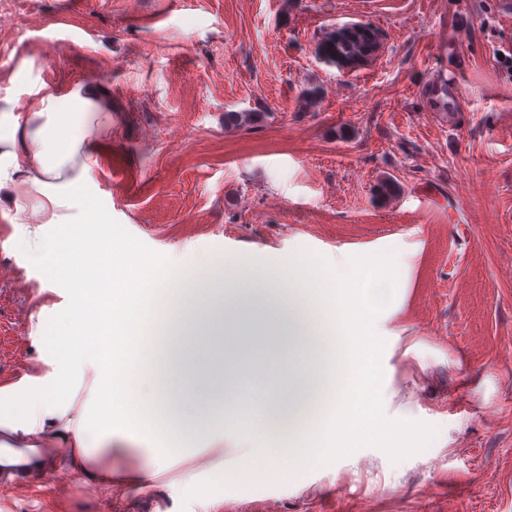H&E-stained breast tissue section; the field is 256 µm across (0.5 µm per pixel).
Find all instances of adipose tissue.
<instances>
[{
	"mask_svg": "<svg viewBox=\"0 0 512 512\" xmlns=\"http://www.w3.org/2000/svg\"><path fill=\"white\" fill-rule=\"evenodd\" d=\"M97 103L91 97L74 92L59 94L43 87L40 108L27 121L26 135L31 143L24 151H6L10 176H0V195L11 196L23 191L34 193L30 217L41 224H68L74 217L110 223L111 218L100 211L87 188L97 164L94 145L88 137L70 135L73 123L92 129ZM85 370L84 356L65 359L55 380L32 382L15 391L18 399L27 400L33 414L0 419V427L23 436L44 434L46 425L71 433L81 453H88L92 441L111 444L116 424L102 421L97 412L76 405L70 399L71 385L81 379Z\"/></svg>",
	"mask_w": 512,
	"mask_h": 512,
	"instance_id": "ef3b65f1",
	"label": "adipose tissue"
}]
</instances>
